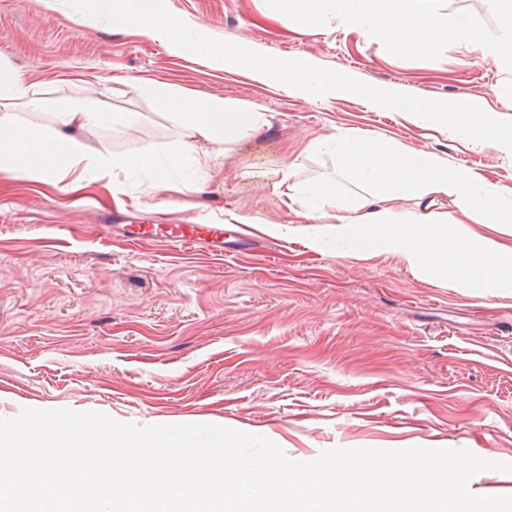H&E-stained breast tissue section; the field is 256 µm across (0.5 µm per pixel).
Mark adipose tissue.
I'll return each instance as SVG.
<instances>
[{"label":"adipose tissue","mask_w":512,"mask_h":512,"mask_svg":"<svg viewBox=\"0 0 512 512\" xmlns=\"http://www.w3.org/2000/svg\"><path fill=\"white\" fill-rule=\"evenodd\" d=\"M483 2L499 19L496 31L485 30L467 14L439 12L437 0H271L289 25L313 28L333 22L376 38L401 56L453 43L474 58L512 66V0ZM140 85L155 111L177 126L176 140L160 154H117L88 144L95 130L132 131L143 121L142 113L114 111L106 85L82 97L58 99L49 124L22 123L16 107L39 112L47 100L24 72L0 70V172L60 181L76 170L108 175L116 196L143 179L159 190L196 192L217 175L216 168L195 163L198 146L223 155L226 145L266 122L251 104L158 80L144 79ZM309 150L331 158L339 181L361 189L350 195L338 181L303 180L296 169H284L288 196L302 208V231L312 245H324L337 233L360 257L393 253L411 269L447 277L461 288H512V247L457 229L465 218L512 224V189L489 185L476 172L434 153L356 130L315 140ZM448 195L454 210H437V197Z\"/></svg>","instance_id":"1"}]
</instances>
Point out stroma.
Listing matches in <instances>:
<instances>
[{
  "label": "stroma",
  "mask_w": 512,
  "mask_h": 512,
  "mask_svg": "<svg viewBox=\"0 0 512 512\" xmlns=\"http://www.w3.org/2000/svg\"><path fill=\"white\" fill-rule=\"evenodd\" d=\"M207 35L270 56L301 55L373 86L460 93L512 119L498 97L512 70L447 44L402 57L335 25L296 28L267 0H165ZM64 0H0V64L36 88L88 93L108 79L115 107L145 113L136 131L100 129L113 152L159 151L173 124L128 86L131 77L257 105L268 123L241 137L222 176L193 194L148 185L114 200L112 179L63 186L0 174V418L23 409L101 412L140 427L214 424L261 435L296 461L333 448L467 449L512 463V288L472 290L413 272L395 254L314 248L294 229L301 208L278 173L332 178L317 138L356 129L391 138L512 188V158L472 150L399 112L335 98L313 105L235 68L175 54L137 27L78 24ZM131 223L170 213L196 223L247 217L256 253L206 245L138 248L102 217ZM281 224L282 237L264 225Z\"/></svg>",
  "instance_id": "35a3bbf8"
}]
</instances>
